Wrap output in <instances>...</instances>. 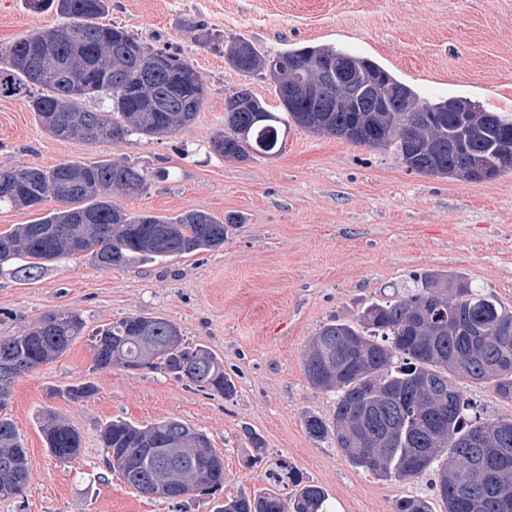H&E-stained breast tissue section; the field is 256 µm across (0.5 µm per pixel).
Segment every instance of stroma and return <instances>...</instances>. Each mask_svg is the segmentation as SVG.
I'll use <instances>...</instances> for the list:
<instances>
[{"label": "stroma", "mask_w": 512, "mask_h": 512, "mask_svg": "<svg viewBox=\"0 0 512 512\" xmlns=\"http://www.w3.org/2000/svg\"><path fill=\"white\" fill-rule=\"evenodd\" d=\"M108 18L193 60L208 86L193 124L159 138L60 140L24 100L0 97V170L128 161L153 176L143 192L121 197L126 211L203 210L239 222L214 250L108 270L81 253L30 281L0 274V337L63 308L79 311L88 332L126 316L163 317L189 346L222 360L237 393L227 399L160 370H94V349L80 337L11 386L6 412L31 483L0 499V512H218L227 497L265 489L264 463L274 457L321 485L333 512H392L399 498L429 494L427 480L375 478L350 466L333 440L308 435L305 416H330L336 397L309 385L303 351L330 319L356 318L428 269L464 273L512 308V174L482 183L423 176L393 150L297 127L276 156L227 161L209 147L224 128L226 97L244 86L271 111L282 105L270 80L225 62L224 43L242 35L270 55L333 46L374 60L421 97H467L512 118V0H112ZM57 21L25 0H0V43ZM85 382L97 394L70 400L67 388ZM49 412L78 430L76 461L48 450ZM168 418L203 431L223 454L221 492L169 500L108 471L105 425ZM249 457L256 465L246 466Z\"/></svg>", "instance_id": "stroma-1"}]
</instances>
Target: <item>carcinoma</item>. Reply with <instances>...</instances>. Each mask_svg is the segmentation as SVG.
I'll return each instance as SVG.
<instances>
[{
	"label": "carcinoma",
	"mask_w": 512,
	"mask_h": 512,
	"mask_svg": "<svg viewBox=\"0 0 512 512\" xmlns=\"http://www.w3.org/2000/svg\"><path fill=\"white\" fill-rule=\"evenodd\" d=\"M110 0H28L37 12L61 22L10 43H0V96L23 98L39 126L62 140L102 142L178 133L192 125L206 97L207 83L192 60L169 48L141 42L119 24L106 23ZM350 57L365 78L336 90V77L323 61ZM224 58L237 71L269 75L276 95L297 80L319 81L340 92L334 112L316 103L282 99L284 112L242 88L225 99L224 130L209 141L212 151L244 162L252 155L278 153L288 128L391 149L411 172L481 183L512 172V119L487 112L466 97L423 99L372 59L333 47L261 52L242 35L229 37ZM400 89L374 111L371 81ZM106 104L86 106L90 100ZM466 112H450L451 101ZM420 112H405L406 106ZM148 171L125 161H66L51 169L21 167L0 171V206L34 209L47 201L57 209L31 224L0 234V273L33 280L47 267L88 252L97 267L154 261L211 250L224 244L225 220L192 210L168 217L128 213L118 194L142 191ZM512 309L473 286L466 276L430 270L414 285L368 304L352 322L332 319L310 340L303 356L308 383L336 395L328 417L309 415L308 434L331 438L355 469L379 479L415 482L432 477L445 512H512V418H488L467 398L461 384L492 387L512 402ZM85 321L71 309L43 315L18 336L0 338V397L16 378L58 358L83 336ZM179 330L162 317L128 316L93 332L96 370L118 366L131 373L162 370L202 390L230 398L236 386L222 360L202 346L174 341ZM97 392L86 382L67 389L84 401ZM190 444L168 455L179 430ZM47 447L60 461L80 455L79 432L48 414L42 428ZM108 469L134 490L149 494L155 475L171 496L215 491L224 486V465L206 433L178 419L139 427L123 420L102 433ZM269 488L224 502L218 512H329L328 493L306 481L285 458L266 471ZM30 473L15 423L0 416V486L27 488ZM292 488L284 497L279 490ZM393 512H434L433 498L396 500Z\"/></svg>",
	"instance_id": "carcinoma-1"
}]
</instances>
